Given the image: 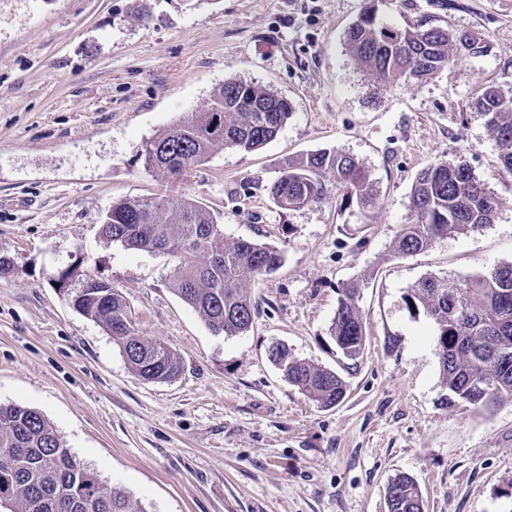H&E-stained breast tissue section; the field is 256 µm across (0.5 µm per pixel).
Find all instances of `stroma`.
<instances>
[{
    "mask_svg": "<svg viewBox=\"0 0 512 512\" xmlns=\"http://www.w3.org/2000/svg\"><path fill=\"white\" fill-rule=\"evenodd\" d=\"M394 27L478 36L445 70L382 82L348 27L367 5ZM262 85L292 115L263 148L214 150L176 185L140 150L224 82ZM512 97V0H0V403L41 412L76 459L146 512H388L413 477L425 512H512V399L493 410L443 400L433 328L404 297L423 276L462 279L512 262V171L477 107ZM357 157L379 194L368 214L328 202L277 206L288 159ZM468 167L503 203L493 223L395 254L425 167ZM189 194L228 241L279 247L284 263L246 290L251 329L214 335L175 292L172 261L107 243L118 200ZM122 294L136 335L181 372L150 383L118 342L70 304L63 271ZM362 281L358 362L331 337L339 290ZM336 371L346 398L321 407L268 358L272 344Z\"/></svg>",
    "mask_w": 512,
    "mask_h": 512,
    "instance_id": "obj_1",
    "label": "stroma"
}]
</instances>
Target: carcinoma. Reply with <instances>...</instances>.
<instances>
[{
  "instance_id": "1",
  "label": "carcinoma",
  "mask_w": 512,
  "mask_h": 512,
  "mask_svg": "<svg viewBox=\"0 0 512 512\" xmlns=\"http://www.w3.org/2000/svg\"><path fill=\"white\" fill-rule=\"evenodd\" d=\"M352 55L384 81L429 78L452 58V41L440 28L403 29L382 25L363 12L348 29ZM500 147L501 163L512 170V99L493 88L478 101ZM288 101L242 81H228L210 107L189 112L141 150L145 170L172 183V169H194L216 148L252 152L272 140L290 117ZM343 190L342 202L365 212L379 198L363 165L352 155L321 149L290 161L269 192L283 209L303 208L328 199L329 187ZM413 219L404 225L395 252L400 256L431 248L453 233L476 231L491 223L502 203L488 193L467 167L439 162L421 170L412 186ZM108 243L172 258L179 297L216 335L249 331L254 307L244 281L275 273L284 263L276 246L239 239L228 242L217 218L189 196H157L112 203L100 224ZM362 284L339 289L331 335L344 358L357 361L365 350V325L357 307ZM412 310L432 321L447 403L465 402L491 410L512 398V263L486 275L450 281L428 275L405 297ZM104 327L121 345L130 368L147 382H165L180 372L177 356L164 344L133 332L127 305L115 288L86 289L76 308ZM273 362L288 382L324 407L342 402L347 385L334 371L288 354ZM0 504L6 512H146L118 486L105 484L78 462L54 425L38 410L0 404ZM388 512H425L417 483L397 476L387 488Z\"/></svg>"
}]
</instances>
